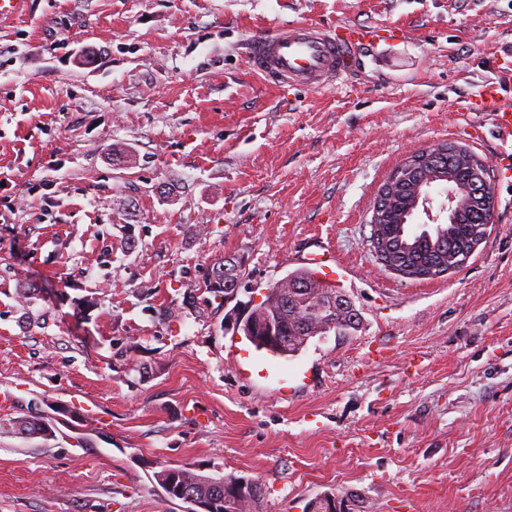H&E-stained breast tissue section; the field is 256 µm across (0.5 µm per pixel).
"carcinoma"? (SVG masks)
Segmentation results:
<instances>
[{"instance_id": "1", "label": "carcinoma", "mask_w": 512, "mask_h": 512, "mask_svg": "<svg viewBox=\"0 0 512 512\" xmlns=\"http://www.w3.org/2000/svg\"><path fill=\"white\" fill-rule=\"evenodd\" d=\"M442 151L419 152L416 157H427L422 164L421 176L430 182L449 172L455 183L465 184L469 176L468 161L475 157L470 150L460 146L441 145ZM392 206L378 212V222L371 225L369 242L375 257L387 269L411 279H429L448 273L456 265L448 251L453 249L466 258L472 245L483 241L484 229L471 216L464 215L457 223L438 224L434 231L426 234L413 231L407 211L413 210L411 192L404 188L396 191ZM273 329L287 337L284 349L265 346L256 341L251 344L258 350L272 351L286 358L297 355L310 339L320 336L328 329L337 334L348 333L358 328V311L346 295L334 288H325L309 271H297L288 275V280L276 282L265 294L262 303ZM7 426L29 435L52 433L50 424L40 415L31 413L7 419ZM179 479L172 486L159 483L171 499L187 501V493L194 499H211L217 502L216 512L224 509V494L221 492L223 477L215 476L210 482L200 479V474L184 464L176 467ZM264 490L254 481L241 491L239 505L233 512H262Z\"/></svg>"}]
</instances>
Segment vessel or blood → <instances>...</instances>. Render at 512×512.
<instances>
[{
	"instance_id": "1",
	"label": "vessel or blood",
	"mask_w": 512,
	"mask_h": 512,
	"mask_svg": "<svg viewBox=\"0 0 512 512\" xmlns=\"http://www.w3.org/2000/svg\"><path fill=\"white\" fill-rule=\"evenodd\" d=\"M379 39V32L373 29L346 26L341 32L331 33L309 23L296 22L254 38L248 63L274 85L323 90L336 87L348 78L355 47ZM476 98L480 112L492 115L497 127L512 135V108L502 107L497 84H483Z\"/></svg>"
}]
</instances>
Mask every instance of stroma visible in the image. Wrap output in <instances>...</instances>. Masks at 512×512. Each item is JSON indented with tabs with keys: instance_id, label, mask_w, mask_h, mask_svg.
<instances>
[{
	"instance_id": "obj_1",
	"label": "stroma",
	"mask_w": 512,
	"mask_h": 512,
	"mask_svg": "<svg viewBox=\"0 0 512 512\" xmlns=\"http://www.w3.org/2000/svg\"><path fill=\"white\" fill-rule=\"evenodd\" d=\"M305 21L383 30L351 82L280 89L251 40ZM512 0H28L0 16V512H190L186 463L261 483L263 512H512V169L459 271L414 281L369 243L412 154L499 141ZM328 253L356 331L243 377L232 308ZM242 258L234 301L209 292ZM37 285L27 302L19 289ZM499 86L495 82L483 84L477 91V109L483 113H489L494 118L497 127L504 133L512 135V108L501 106ZM12 429L17 430L20 433H26L29 435L41 434L47 436L52 433L50 424L45 422L44 418L40 415H33L31 413L24 414L17 418L7 419V424Z\"/></svg>"
}]
</instances>
